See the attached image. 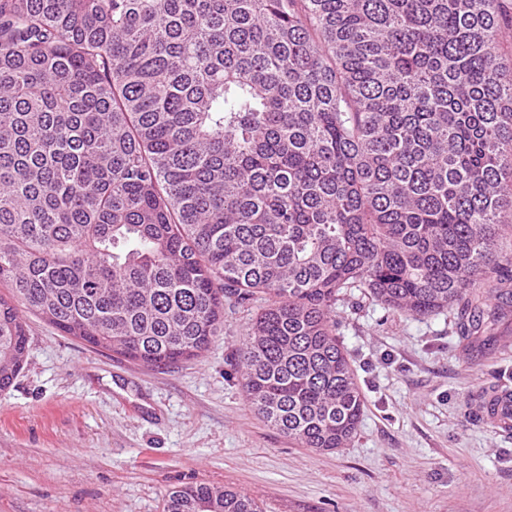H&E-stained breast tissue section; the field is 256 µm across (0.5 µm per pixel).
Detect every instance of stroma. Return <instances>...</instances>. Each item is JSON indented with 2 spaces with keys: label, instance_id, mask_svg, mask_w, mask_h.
Segmentation results:
<instances>
[{
  "label": "stroma",
  "instance_id": "obj_1",
  "mask_svg": "<svg viewBox=\"0 0 512 512\" xmlns=\"http://www.w3.org/2000/svg\"><path fill=\"white\" fill-rule=\"evenodd\" d=\"M261 300L224 302L199 357L151 366L98 352L35 315L0 391V512H163L204 483L264 512H512V436L474 410L512 386V306L463 340L457 312L415 317L354 294L337 308L366 399L348 447H298L248 403L237 349Z\"/></svg>",
  "mask_w": 512,
  "mask_h": 512
}]
</instances>
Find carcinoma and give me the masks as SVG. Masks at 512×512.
<instances>
[{"instance_id":"cac0c4a2","label":"carcinoma","mask_w":512,"mask_h":512,"mask_svg":"<svg viewBox=\"0 0 512 512\" xmlns=\"http://www.w3.org/2000/svg\"><path fill=\"white\" fill-rule=\"evenodd\" d=\"M504 0H0V390L24 313L147 364L263 306L246 396L301 448L365 396L333 314L358 291L492 330L512 281ZM164 512H263L242 491Z\"/></svg>"}]
</instances>
